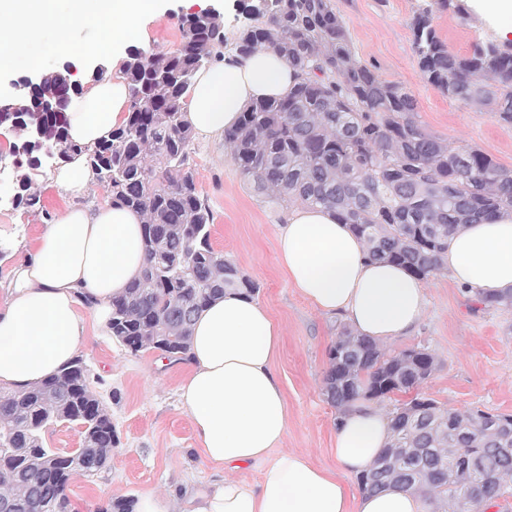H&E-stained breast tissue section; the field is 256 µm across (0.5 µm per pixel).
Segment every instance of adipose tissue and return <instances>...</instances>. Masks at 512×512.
Masks as SVG:
<instances>
[{"instance_id":"ef3b65f1","label":"adipose tissue","mask_w":512,"mask_h":512,"mask_svg":"<svg viewBox=\"0 0 512 512\" xmlns=\"http://www.w3.org/2000/svg\"><path fill=\"white\" fill-rule=\"evenodd\" d=\"M162 0H0L1 58L12 69H42L41 48L66 56L106 57L112 67L74 96L67 132L82 146L109 138L129 106L122 53L149 38L146 18ZM93 21L94 38L77 40L75 25ZM287 62L266 50L245 62L200 72L185 116L197 136L234 127L253 101L277 98L293 84ZM287 282L318 311L335 314L357 334L381 344L409 336L423 318L427 296L405 267L369 260L364 242L332 212L290 210L277 236ZM146 249L141 216L105 203L66 207L12 269L0 307V386L33 385L54 376L76 355L89 328L110 329L112 301L141 272ZM451 280L483 294L512 292V212L467 225L448 237L443 258ZM93 308L92 320L79 312ZM281 327L258 301L236 291L211 301L197 317L189 345L190 370L178 387L205 461L223 477L187 497L189 512H430L424 497L400 489L353 492L347 478L366 472L388 442L389 419L362 403L336 422L332 474L307 455L284 449L288 404L273 370ZM261 464L251 483L241 467Z\"/></svg>"}]
</instances>
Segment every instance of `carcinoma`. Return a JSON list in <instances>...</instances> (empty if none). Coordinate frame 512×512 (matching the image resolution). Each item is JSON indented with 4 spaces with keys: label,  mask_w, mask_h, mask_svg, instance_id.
<instances>
[{
    "label": "carcinoma",
    "mask_w": 512,
    "mask_h": 512,
    "mask_svg": "<svg viewBox=\"0 0 512 512\" xmlns=\"http://www.w3.org/2000/svg\"><path fill=\"white\" fill-rule=\"evenodd\" d=\"M432 0L411 23L426 81L466 105H490L512 125V45L488 41L468 56L448 51L432 25ZM244 18L234 42L213 13H187L174 51L133 47L124 63L129 88L125 123L88 148L73 143L66 116L82 86L59 73L26 94L25 110L0 112V124L26 131L40 124L59 161L87 154L113 204L143 217L146 264L112 301V335L130 352L187 359L198 314L226 290L249 297L258 284L213 247V213L196 187L193 131L184 119L196 74L235 51L282 57L297 80L281 97L251 102L224 146L260 195L336 214L362 238L370 258L405 266L422 278L444 271L448 236L512 210V169L473 147L451 148L415 120L413 95L358 61L333 0H239ZM52 94L57 110H39ZM483 308H512V293L472 294ZM437 369L424 352H386L344 327L330 351L323 394L337 413L354 403L396 399L389 439L358 478L366 492L412 491L438 509L459 512L464 496L477 512L512 496V414L448 409L422 395ZM58 423L81 428L93 464L43 444ZM114 448L111 417L89 388L83 359L39 384L0 388V512H73L66 489L77 474L107 468Z\"/></svg>",
    "instance_id": "1"
}]
</instances>
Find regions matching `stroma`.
Wrapping results in <instances>:
<instances>
[{
    "mask_svg": "<svg viewBox=\"0 0 512 512\" xmlns=\"http://www.w3.org/2000/svg\"><path fill=\"white\" fill-rule=\"evenodd\" d=\"M236 3L166 0L163 12L149 24L151 47L178 48L179 16L203 9L220 10L224 33L234 38L241 24ZM334 3L356 59L415 96L416 119L428 133L454 148H479L512 168V125L499 122L491 107L449 99L424 79L410 29L423 0ZM433 25L451 52L466 56L475 42L497 39L498 26L512 25V20L502 19L497 26L487 23L475 13L471 0H458L457 6L434 10ZM192 158L197 188L214 214L213 247L258 284L256 300L281 326L273 368L288 402L284 447L305 452L315 466L335 471L332 448L338 415L322 387L343 322L319 313L287 283L276 251L284 212L278 203L256 194L229 158L223 138L194 137ZM16 162L13 178L0 181V300L14 262L35 244L45 224L71 203L51 181L53 167L47 164L35 177L40 206H12L17 181L28 171L25 156ZM425 288L429 304L423 321L410 336L386 344V351L428 348L438 368L422 392L440 405L512 414V308L475 309L470 294L444 274L426 279ZM78 353L87 366L91 391L111 417L116 446L106 470L72 480L67 493L76 512H97L111 499L167 493L182 489L188 479L202 482L212 477L213 469L201 457L192 422L178 397L186 362L162 359L155 351L131 354L110 335H88Z\"/></svg>",
    "mask_w": 512,
    "mask_h": 512,
    "instance_id": "1",
    "label": "stroma"
}]
</instances>
